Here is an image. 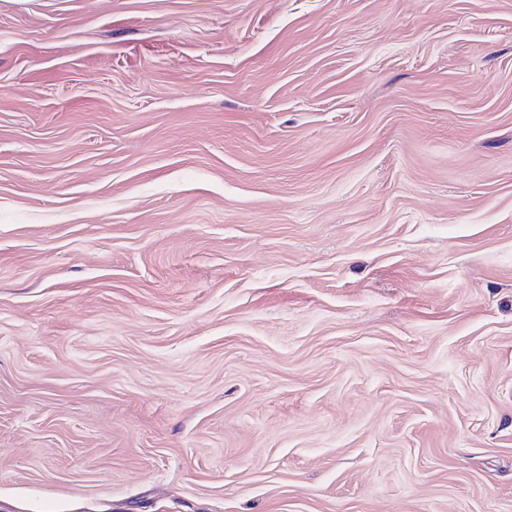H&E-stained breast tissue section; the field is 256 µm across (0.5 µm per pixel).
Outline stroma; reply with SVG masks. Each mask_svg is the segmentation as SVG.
I'll list each match as a JSON object with an SVG mask.
<instances>
[{
    "mask_svg": "<svg viewBox=\"0 0 512 512\" xmlns=\"http://www.w3.org/2000/svg\"><path fill=\"white\" fill-rule=\"evenodd\" d=\"M0 512H512V0H0Z\"/></svg>",
    "mask_w": 512,
    "mask_h": 512,
    "instance_id": "1",
    "label": "stroma"
}]
</instances>
